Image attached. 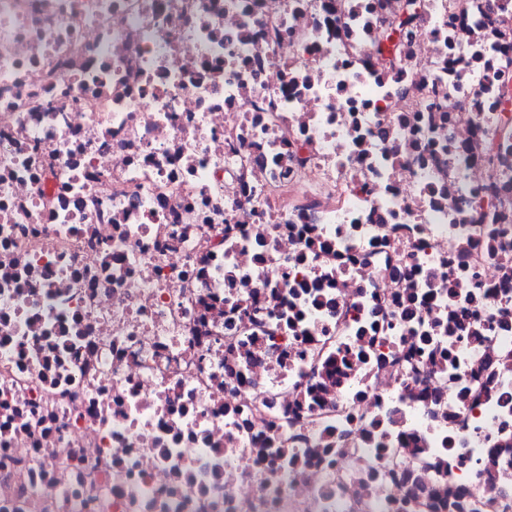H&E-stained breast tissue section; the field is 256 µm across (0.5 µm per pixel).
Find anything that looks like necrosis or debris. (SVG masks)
Here are the masks:
<instances>
[{
	"label": "necrosis or debris",
	"mask_w": 512,
	"mask_h": 512,
	"mask_svg": "<svg viewBox=\"0 0 512 512\" xmlns=\"http://www.w3.org/2000/svg\"><path fill=\"white\" fill-rule=\"evenodd\" d=\"M421 3L0 0V512H512V0ZM420 3L417 0H406L403 5V12L397 23L384 29L379 33L374 42V53L381 62L393 61L401 47V41H396V29L400 30L409 26L417 19ZM394 28V29H392Z\"/></svg>",
	"instance_id": "1"
}]
</instances>
